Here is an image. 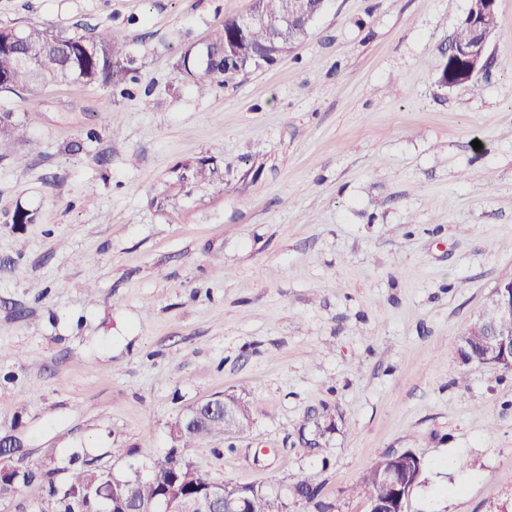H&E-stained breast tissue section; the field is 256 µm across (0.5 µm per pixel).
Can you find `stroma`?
Listing matches in <instances>:
<instances>
[{
	"label": "stroma",
	"instance_id": "35a3bbf8",
	"mask_svg": "<svg viewBox=\"0 0 512 512\" xmlns=\"http://www.w3.org/2000/svg\"><path fill=\"white\" fill-rule=\"evenodd\" d=\"M469 3L327 0L277 65L201 97L176 58L250 0H0V26L122 29L138 67L125 97L0 93L24 140L0 159V438L36 474L0 512H36L50 458L130 475L231 391L253 422L194 448L212 481L369 512L363 475L411 451L405 512H512V373L457 354L512 278V0L474 93L438 83ZM203 157L223 189L178 183ZM381 464H387L388 468L401 473L409 484H414V487L420 482L423 469L420 458L410 451L386 454L381 456L363 477L361 487L368 498L372 493H377L379 466Z\"/></svg>",
	"mask_w": 512,
	"mask_h": 512
}]
</instances>
